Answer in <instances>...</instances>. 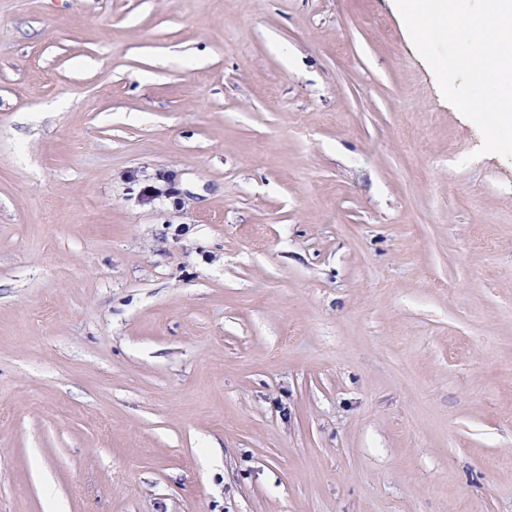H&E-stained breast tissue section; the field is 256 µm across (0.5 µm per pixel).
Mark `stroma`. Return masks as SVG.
Listing matches in <instances>:
<instances>
[{"mask_svg": "<svg viewBox=\"0 0 512 512\" xmlns=\"http://www.w3.org/2000/svg\"><path fill=\"white\" fill-rule=\"evenodd\" d=\"M395 0H0V512H512V159Z\"/></svg>", "mask_w": 512, "mask_h": 512, "instance_id": "1", "label": "stroma"}]
</instances>
